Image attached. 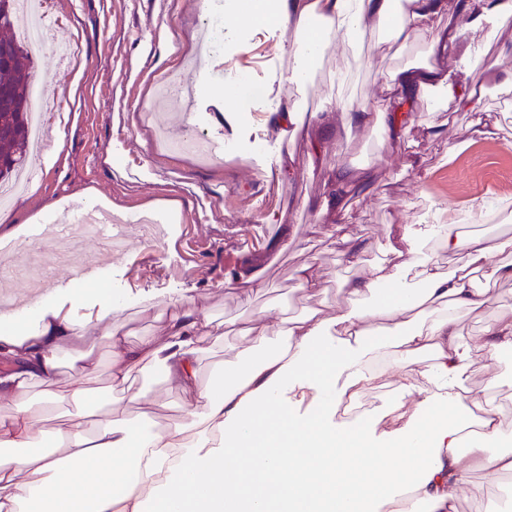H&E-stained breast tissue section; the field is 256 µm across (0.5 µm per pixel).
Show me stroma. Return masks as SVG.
Segmentation results:
<instances>
[{
	"instance_id": "35a3bbf8",
	"label": "stroma",
	"mask_w": 512,
	"mask_h": 512,
	"mask_svg": "<svg viewBox=\"0 0 512 512\" xmlns=\"http://www.w3.org/2000/svg\"><path fill=\"white\" fill-rule=\"evenodd\" d=\"M60 21L46 43L30 47L32 74L49 72L41 108L56 115L42 144L30 156L43 178L34 189L5 208L6 224H25L46 214L50 204L86 193L95 194L122 212H140L154 200H179L176 223L163 227L160 244L127 225L124 252L112 255L103 270L102 287L124 299L130 342L159 332L165 300L192 297L215 322L244 323L266 309L270 326L313 309L335 312L346 304L342 283L366 275L387 260L391 228L397 224H444L458 217L461 234L480 233L512 239V17L469 29L464 39L473 56L468 65L450 63L453 77L483 82L470 108H457L445 97L416 105L398 139L380 137L372 128L343 131L334 101L341 90L380 108L388 94L387 79L396 68L426 58L427 38L412 37L405 47L365 38L368 64L349 70V51L333 41L306 84L287 79L294 59L287 48L291 30L267 19L224 29V48L199 56L200 0H50ZM76 42L79 58L58 60L60 41ZM198 61L209 73L205 97L196 99L192 120L224 152L205 158L171 148L184 126L179 110L154 113L156 83ZM249 73L259 93L248 111L225 100L224 88ZM294 101L299 112L291 137L275 122L277 105ZM328 109L332 130L321 159L311 158L308 142L321 123L317 111ZM491 135L475 133L478 123ZM366 168L373 175L368 192L352 193L341 221L321 216L315 207L324 183L336 168ZM372 242L360 265L348 267L337 242V224ZM310 262L324 284L317 296L300 287L295 268ZM256 273L267 283L265 297L246 301L227 291L224 281L239 273ZM492 299L483 312L460 313L465 339L478 335L490 321L512 319V281L481 280ZM92 352L99 363L89 383L99 407L121 398L111 383L106 337L93 333L63 353L61 385H68L78 352ZM466 386L489 394L500 405L505 432L512 433V388L489 389L491 375H512V352L491 359L474 348ZM401 378L386 372L382 381L357 391L374 403L369 420L376 432L403 424L400 411L389 410ZM483 486L482 497L460 499L457 512H483L493 498L499 512H512V475L491 482L485 471L468 473Z\"/></svg>"
}]
</instances>
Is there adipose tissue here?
<instances>
[{
    "label": "adipose tissue",
    "instance_id": "adipose-tissue-1",
    "mask_svg": "<svg viewBox=\"0 0 512 512\" xmlns=\"http://www.w3.org/2000/svg\"><path fill=\"white\" fill-rule=\"evenodd\" d=\"M278 23L296 33L290 80L309 75L320 44L306 31L311 20L345 39L382 28L393 44L429 35L425 62L399 69L384 111L340 98L344 130L372 126L396 137L417 97L438 91L470 107L478 89L455 84L442 62L470 56L465 27L512 16V0H276ZM440 241L458 257L454 271L435 259L411 255L408 226L390 242L394 264L343 285L349 304L325 316L315 310L286 327H244L248 356L206 382L199 366L204 340L220 327L193 299L171 302L161 335L130 342L120 316L124 304L107 288H71L67 304L35 303L28 316L0 317V512H369L386 501L391 512H456L468 468L512 474V451L490 453L503 438L498 409L488 399L462 394L473 344L462 338L458 314L478 311L489 298L471 273L512 281V262L497 257L511 239L467 237L454 224ZM92 303L95 317L79 319L73 307ZM98 330L110 347L111 380L125 385L133 372L156 373L183 394L185 419L152 423L147 391L138 420L122 403L97 417L88 383L98 365L81 355L66 391L57 381L61 354ZM395 348V369L409 371L420 358L432 362L428 386L402 381L394 408H408L402 430L382 440L372 425L337 428V406L374 377L372 354ZM77 412L55 431L46 448L40 426L46 410L62 403ZM481 414L479 433L464 437L459 408ZM406 495H398V488Z\"/></svg>",
    "mask_w": 512,
    "mask_h": 512
}]
</instances>
